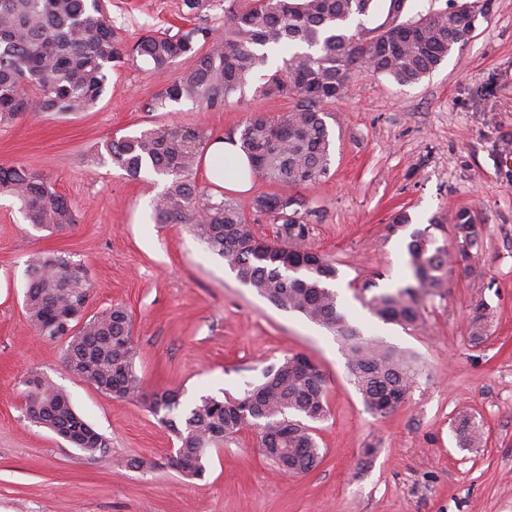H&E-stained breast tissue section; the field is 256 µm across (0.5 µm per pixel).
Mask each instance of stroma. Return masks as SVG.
Returning a JSON list of instances; mask_svg holds the SVG:
<instances>
[{"mask_svg": "<svg viewBox=\"0 0 512 512\" xmlns=\"http://www.w3.org/2000/svg\"><path fill=\"white\" fill-rule=\"evenodd\" d=\"M109 16L126 44L187 24L182 0H111ZM163 80L131 62L90 111L0 122V164L34 166L75 218L61 231L34 228L0 192V512H512V0H492L469 45L418 83L351 67L343 94L324 107L329 172L292 191L308 247L336 262L349 324L417 362L410 397L382 417L366 410L352 384L339 335L242 285L187 225L157 223L153 201L165 179L149 170L131 178L106 148L157 123L236 139L253 112L278 117L292 100L262 99L248 87L220 110L182 102L149 111ZM194 180L202 201L232 202L257 234L276 238L279 225L254 208L274 185L256 175L248 192L236 193L215 186L201 166ZM461 208L483 227L470 270L417 295V327L373 317L356 287L392 291L411 278L409 230L390 233L393 215L406 212L409 229L435 224L439 244L451 247ZM53 250L82 260L87 317L116 304L128 310L146 390L221 398L285 355L320 364L328 380L327 416L314 431L322 460L302 475L277 474L247 429L209 449L201 478L168 468L172 433L138 400L75 377L62 344L27 320L25 262ZM478 297L487 304V336L476 346L469 304ZM31 376L70 395L108 440L109 457L88 458L27 418ZM462 411L483 426L478 450L457 445L453 423ZM135 457L158 466L128 467Z\"/></svg>", "mask_w": 512, "mask_h": 512, "instance_id": "obj_1", "label": "stroma"}]
</instances>
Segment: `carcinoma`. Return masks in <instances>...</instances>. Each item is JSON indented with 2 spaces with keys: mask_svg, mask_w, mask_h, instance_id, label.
<instances>
[{
  "mask_svg": "<svg viewBox=\"0 0 512 512\" xmlns=\"http://www.w3.org/2000/svg\"><path fill=\"white\" fill-rule=\"evenodd\" d=\"M374 2L251 0L242 8L229 0L219 37L198 25L173 35L151 32L129 48L116 39L104 0H0V121L92 108L112 71L138 58L158 76L175 59H191L188 70L164 85L157 105L191 102L203 110L222 109L270 65L269 53L277 54L281 64L262 75L255 94L289 98L295 105L276 120L265 112L253 113L241 131L240 148L250 159L251 172L280 188L278 194L257 197L254 205L282 224L285 241L259 238L230 202L200 203L193 180L199 148L190 147L186 131L155 125L111 141L107 150L112 162L132 178L151 169L168 179L154 202L159 223L189 225L240 283L340 335L351 381L367 409L383 416L408 399L418 366L406 353L364 338L347 324L332 288L336 263L305 245L306 223L293 209L296 200L288 190L328 174L332 140L323 106L339 97L352 64L359 61L402 86L415 84L467 45V26L487 19L491 0H465L458 12L437 11L405 21L399 17L406 0H389L382 23L372 28L353 24L369 15ZM0 191L21 202L27 221L36 228L58 231L74 223L67 200L30 167L0 164ZM453 231V252L437 244L428 226L409 233L406 252L414 283L361 297L374 317L416 326V293L442 287L455 268H470L483 229L462 208L454 214ZM26 273L24 307L42 337L52 335L51 323L68 314L74 303L89 298L84 266L71 252L34 253ZM486 309L481 298L471 302V339L477 343L483 340ZM73 326L77 331L65 341V363H77L75 376L98 390L114 398L135 397L159 417L179 442L168 464L182 477H201L207 450L248 428L258 431V448L280 473H306L322 458L312 430L327 414V376L308 356H285L259 380L245 383L237 397L202 395L184 407L178 389L143 391L124 307L116 305L83 323L77 317ZM25 414L52 431H70L81 439L75 447L91 457L112 453L107 439L76 412L69 394L48 380H33ZM278 418L287 425L275 431L273 420ZM455 433L462 448L482 445V427L469 412L456 417Z\"/></svg>",
  "mask_w": 512,
  "mask_h": 512,
  "instance_id": "carcinoma-1",
  "label": "carcinoma"
}]
</instances>
